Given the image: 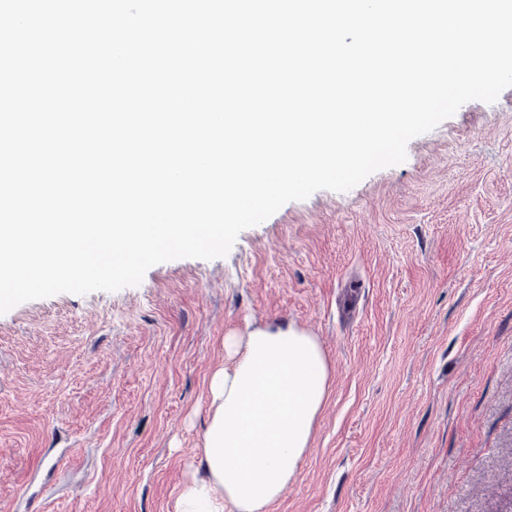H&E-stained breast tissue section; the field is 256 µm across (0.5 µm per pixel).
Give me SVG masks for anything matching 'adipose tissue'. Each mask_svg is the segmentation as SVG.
<instances>
[{
  "label": "adipose tissue",
  "instance_id": "1",
  "mask_svg": "<svg viewBox=\"0 0 512 512\" xmlns=\"http://www.w3.org/2000/svg\"><path fill=\"white\" fill-rule=\"evenodd\" d=\"M224 348L231 363L210 378L203 474L183 484L174 512H269L309 452L328 393L327 357L302 329L260 323Z\"/></svg>",
  "mask_w": 512,
  "mask_h": 512
}]
</instances>
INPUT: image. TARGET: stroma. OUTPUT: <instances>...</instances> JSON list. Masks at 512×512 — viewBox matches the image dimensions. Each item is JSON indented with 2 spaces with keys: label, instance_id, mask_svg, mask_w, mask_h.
I'll return each instance as SVG.
<instances>
[{
  "label": "stroma",
  "instance_id": "35a3bbf8",
  "mask_svg": "<svg viewBox=\"0 0 512 512\" xmlns=\"http://www.w3.org/2000/svg\"><path fill=\"white\" fill-rule=\"evenodd\" d=\"M258 323L330 367L270 512H512V87L226 256L0 315V512H172L224 338Z\"/></svg>",
  "mask_w": 512,
  "mask_h": 512
}]
</instances>
